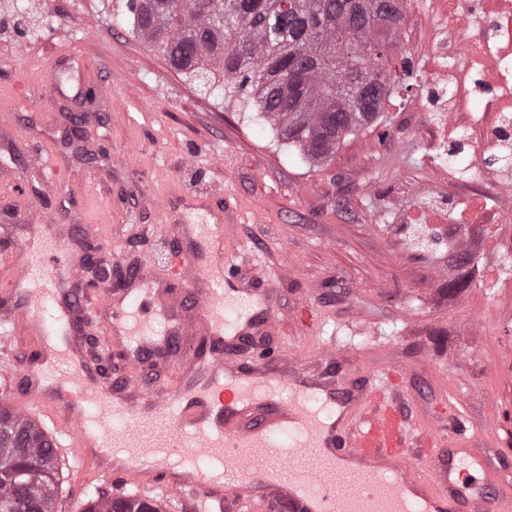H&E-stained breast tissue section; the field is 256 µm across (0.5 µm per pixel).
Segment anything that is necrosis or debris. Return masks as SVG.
<instances>
[{"label": "necrosis or debris", "mask_w": 512, "mask_h": 512, "mask_svg": "<svg viewBox=\"0 0 512 512\" xmlns=\"http://www.w3.org/2000/svg\"><path fill=\"white\" fill-rule=\"evenodd\" d=\"M403 13L428 21L420 50L427 91L403 107L431 113L439 147L467 146L448 162L465 193L447 212L421 210L412 219H455L454 250L474 257L493 249L494 225L512 223V0H406Z\"/></svg>", "instance_id": "necrosis-or-debris-1"}]
</instances>
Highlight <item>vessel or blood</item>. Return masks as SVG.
<instances>
[{"instance_id": "b4317fda", "label": "vessel or blood", "mask_w": 512, "mask_h": 512, "mask_svg": "<svg viewBox=\"0 0 512 512\" xmlns=\"http://www.w3.org/2000/svg\"><path fill=\"white\" fill-rule=\"evenodd\" d=\"M18 220L0 264L35 287L0 308V389L72 459L74 484L104 478L171 512H512V466L472 448L478 427L465 403L447 425L412 423L402 369L360 386L309 372L313 361L341 365L335 347L309 358L261 347L257 336L285 331L274 291L237 287L232 256L211 257L219 225H167L180 251L165 269L125 271L115 290L83 285L87 257L66 242L88 229L27 208ZM96 316L103 347L122 343L129 374L105 376L89 354L83 324ZM188 334L205 350L187 354ZM19 350L53 355L54 383L81 414L37 389L40 372L17 382Z\"/></svg>"}]
</instances>
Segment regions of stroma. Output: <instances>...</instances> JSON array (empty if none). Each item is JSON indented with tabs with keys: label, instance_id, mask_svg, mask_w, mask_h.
Masks as SVG:
<instances>
[{
	"label": "stroma",
	"instance_id": "stroma-1",
	"mask_svg": "<svg viewBox=\"0 0 512 512\" xmlns=\"http://www.w3.org/2000/svg\"><path fill=\"white\" fill-rule=\"evenodd\" d=\"M29 7L37 24L21 38L4 23L13 0H0V253L12 247L19 180L64 205L67 223L111 239L125 266L176 249L172 237L141 232L160 222L161 205L182 224L223 211L242 285L273 276L277 309L295 332L267 347L335 346L353 379L399 361L408 418L447 419L443 396L459 397L477 423L505 428L500 449L512 460V379L497 373L512 350V288L479 287L470 264L438 277L448 260L441 227L388 213L393 199L419 204L422 188L444 203L461 190L433 163L426 115L387 105L317 166L251 122L242 95L211 94L113 27L126 0ZM99 84L103 94L78 98ZM33 149L56 155L59 180L42 183L24 166ZM376 212L386 222L372 223ZM465 310L481 325H466Z\"/></svg>",
	"mask_w": 512,
	"mask_h": 512
}]
</instances>
